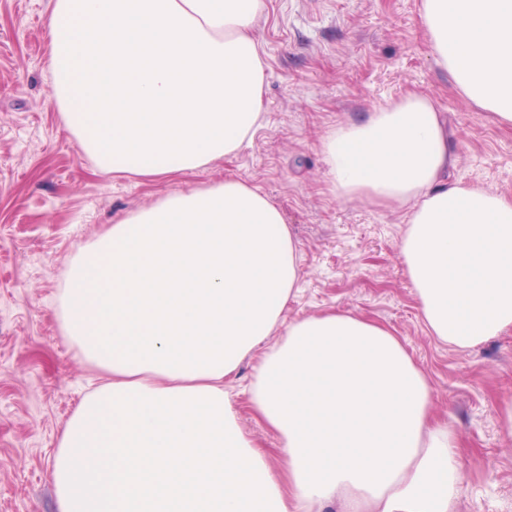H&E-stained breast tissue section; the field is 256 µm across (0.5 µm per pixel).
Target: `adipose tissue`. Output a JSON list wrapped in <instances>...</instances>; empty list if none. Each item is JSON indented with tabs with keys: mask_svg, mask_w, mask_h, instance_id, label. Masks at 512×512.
<instances>
[{
	"mask_svg": "<svg viewBox=\"0 0 512 512\" xmlns=\"http://www.w3.org/2000/svg\"><path fill=\"white\" fill-rule=\"evenodd\" d=\"M268 0H52V94L97 166L144 181L237 154L262 123ZM433 56L512 125V0H422ZM342 201L404 209L400 253L423 323L462 349L512 329V198L449 181L431 95L411 91L321 139ZM279 205L236 178L113 224L74 261L62 329L106 381L58 440V512H452L459 438L384 325L331 310L284 323L300 276ZM254 414L224 387L254 351ZM261 351H256L248 357L239 367L235 376L226 382V385L237 402L238 419L241 427L248 432L262 448H267L274 459L279 457L280 438L271 429L259 423L247 408L248 389L252 380L254 367L260 359Z\"/></svg>",
	"mask_w": 512,
	"mask_h": 512,
	"instance_id": "1",
	"label": "adipose tissue"
}]
</instances>
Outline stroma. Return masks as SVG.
<instances>
[{
	"label": "stroma",
	"instance_id": "stroma-1",
	"mask_svg": "<svg viewBox=\"0 0 512 512\" xmlns=\"http://www.w3.org/2000/svg\"><path fill=\"white\" fill-rule=\"evenodd\" d=\"M421 0H271L256 35L263 122L236 155L150 183L99 171L51 94V0H0V512H57L59 436L97 372L63 335L58 299L82 250L127 212L234 176L281 206L300 243L285 322L350 311L394 330L426 374L433 411L456 429L465 492L454 512H512V330L471 349L430 336L400 256L397 210L340 201L320 140L413 89L448 115L450 180L512 197V128L460 97L419 25ZM258 356L227 387L261 447L279 436L247 407Z\"/></svg>",
	"mask_w": 512,
	"mask_h": 512
}]
</instances>
